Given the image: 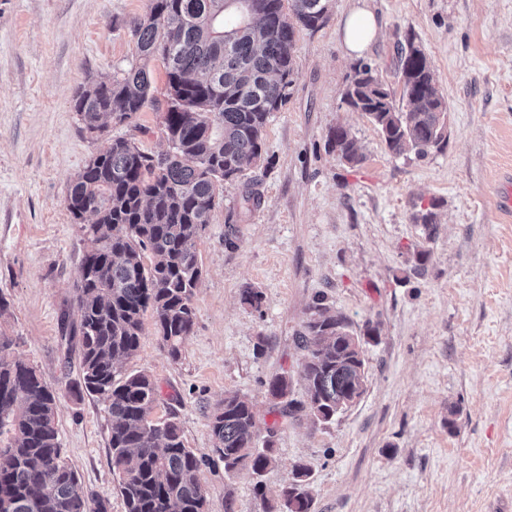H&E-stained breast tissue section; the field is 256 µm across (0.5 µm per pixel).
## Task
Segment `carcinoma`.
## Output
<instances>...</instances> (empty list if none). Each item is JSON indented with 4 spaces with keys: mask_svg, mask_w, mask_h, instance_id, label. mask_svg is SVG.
Segmentation results:
<instances>
[{
    "mask_svg": "<svg viewBox=\"0 0 512 512\" xmlns=\"http://www.w3.org/2000/svg\"><path fill=\"white\" fill-rule=\"evenodd\" d=\"M229 10L238 15L231 28L224 23ZM326 19V0H288L286 6L263 0L259 16L249 14L242 0H150L133 28L144 64L76 92L74 109L84 129L102 136L109 124L131 120L149 101L147 61L160 55L166 63L165 155L113 138L78 173L66 197L87 241L71 327L82 371L76 393L108 403L112 464L125 512H207L198 479L202 458L186 447L178 422L150 419L159 396L154 378L123 374L120 365L137 354L148 311L171 358L193 334L192 298L201 280L196 238L210 223L224 182L262 159L269 117L288 100L296 30H316ZM400 67L405 107L396 106L368 64L355 68L344 102L369 119L392 154L422 157L448 142V105L410 35ZM330 141L347 164L362 163L348 128L336 126ZM412 219L433 237V210ZM311 310L297 336L306 352L307 403L288 399L285 375L272 377L268 392L285 400L288 414L306 410L329 423L365 376L364 359L350 351L348 324L329 315L323 299ZM13 345L11 338L0 342V512H108V502L89 497L62 457L55 393L33 366L1 354ZM209 427L224 470L260 476L268 469L272 442L257 447L248 399L224 398ZM307 475V466H296L294 482L281 489L283 512H311Z\"/></svg>",
    "mask_w": 512,
    "mask_h": 512,
    "instance_id": "1",
    "label": "carcinoma"
}]
</instances>
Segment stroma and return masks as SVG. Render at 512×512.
I'll return each mask as SVG.
<instances>
[{
	"label": "stroma",
	"instance_id": "35a3bbf8",
	"mask_svg": "<svg viewBox=\"0 0 512 512\" xmlns=\"http://www.w3.org/2000/svg\"><path fill=\"white\" fill-rule=\"evenodd\" d=\"M354 0H328V20L299 30L286 105L266 126L263 162L224 184L197 241L202 282L195 329L171 358L152 315L122 363L160 389L154 419H175L202 457L208 512H280L296 465L310 469L312 512H512V217L495 189L512 175V0H367L384 33L362 59L336 29ZM149 0H0V335L59 396L57 428L85 491L125 512L112 467V418L81 377L75 288L86 241L66 208L71 180L108 145L134 139L165 151V63L153 102L131 123L88 134L73 108L78 87L140 64L135 20ZM428 57L448 102V142L426 157L390 153L373 124L343 101L358 62L401 97L397 44ZM346 125L364 161L345 163L329 141ZM261 197L244 202L248 190ZM435 208L426 238L414 212ZM430 252L424 270L412 256ZM263 294L260 309L243 288ZM364 343L361 399L327 424L281 414L274 375L306 402L296 341L315 298ZM238 394L272 436L263 476L225 473L209 415Z\"/></svg>",
	"mask_w": 512,
	"mask_h": 512
}]
</instances>
